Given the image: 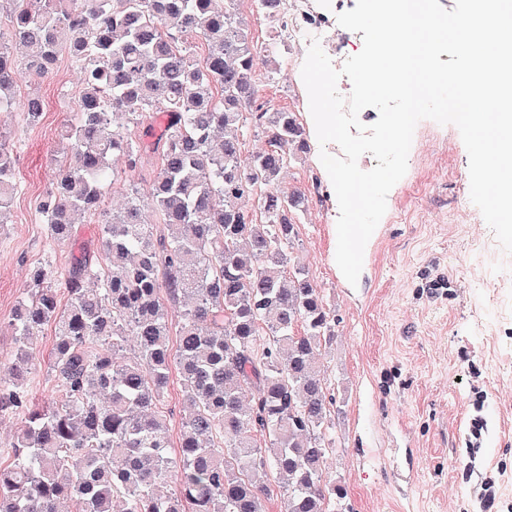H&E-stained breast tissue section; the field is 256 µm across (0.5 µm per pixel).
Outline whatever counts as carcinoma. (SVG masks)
<instances>
[{
  "instance_id": "cac0c4a2",
  "label": "carcinoma",
  "mask_w": 512,
  "mask_h": 512,
  "mask_svg": "<svg viewBox=\"0 0 512 512\" xmlns=\"http://www.w3.org/2000/svg\"><path fill=\"white\" fill-rule=\"evenodd\" d=\"M7 2L0 110L65 52L82 73L41 222L55 243L89 215L104 234L100 263L81 255L62 278L35 268L9 321L16 354L11 379L0 378V417L27 411L13 460L0 466V512H60L65 501L72 512H267L271 490L255 480L266 472L283 512H351L325 475L333 398L317 356L335 336L333 317L292 263L305 196L281 188L286 149L306 150V131L294 113L262 108L267 147L241 161L258 53L236 0ZM192 34L207 46L200 62ZM43 110L37 96L20 107L29 124ZM149 153L158 167L144 198L128 175ZM109 177L127 198L112 215L101 209ZM18 190L0 141V224ZM252 197L257 215L244 208ZM147 211L168 235L153 238ZM176 302L187 307L174 326L166 305ZM46 325L60 394L29 408L26 374ZM175 373L189 414L173 457L164 403Z\"/></svg>"
}]
</instances>
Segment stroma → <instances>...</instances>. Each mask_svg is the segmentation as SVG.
<instances>
[{
	"instance_id": "35a3bbf8",
	"label": "stroma",
	"mask_w": 512,
	"mask_h": 512,
	"mask_svg": "<svg viewBox=\"0 0 512 512\" xmlns=\"http://www.w3.org/2000/svg\"><path fill=\"white\" fill-rule=\"evenodd\" d=\"M277 66L258 62V100L311 125L295 45L277 46ZM82 74L60 56L47 77L22 81L18 98L36 94L45 109L26 125L17 109L0 111V137L16 159L20 191L0 224V376L14 362L8 326L31 286L34 267L66 272L73 255L102 259L97 219L71 241L50 244L37 204L51 164L65 146L60 130L79 110ZM291 155L282 187L300 191L294 253L336 315L322 351L333 449L330 478L344 483L353 512H512V254L504 252L469 197V158L458 129L431 120L415 129L405 176L369 239L357 285L335 255L337 198L321 161L335 143L307 136ZM54 343L41 332L28 375L34 403L58 393L47 365ZM492 509H484L485 491Z\"/></svg>"
}]
</instances>
